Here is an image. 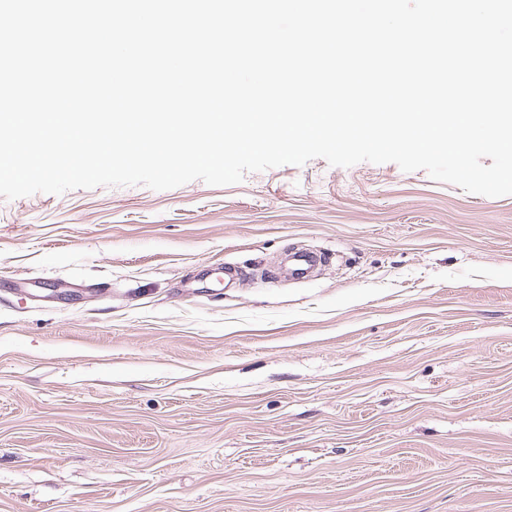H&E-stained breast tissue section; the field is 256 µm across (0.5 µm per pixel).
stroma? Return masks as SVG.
<instances>
[{
  "instance_id": "stroma-1",
  "label": "stroma",
  "mask_w": 512,
  "mask_h": 512,
  "mask_svg": "<svg viewBox=\"0 0 512 512\" xmlns=\"http://www.w3.org/2000/svg\"><path fill=\"white\" fill-rule=\"evenodd\" d=\"M0 512H512V195L315 158L0 197Z\"/></svg>"
}]
</instances>
